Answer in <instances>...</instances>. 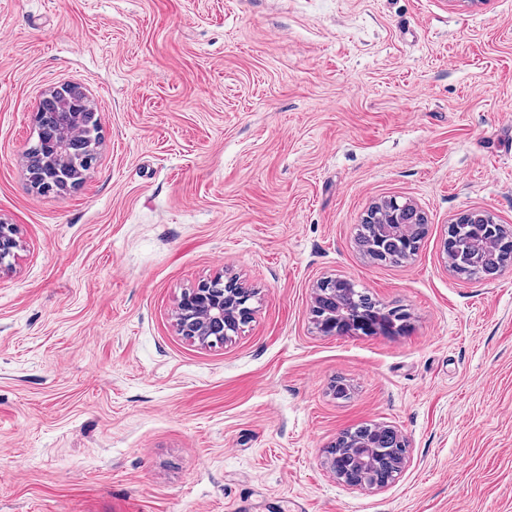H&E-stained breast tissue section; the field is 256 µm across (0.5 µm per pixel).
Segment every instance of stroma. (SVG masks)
<instances>
[{
    "mask_svg": "<svg viewBox=\"0 0 512 512\" xmlns=\"http://www.w3.org/2000/svg\"><path fill=\"white\" fill-rule=\"evenodd\" d=\"M62 85L99 146L41 192ZM390 198L427 219L400 264L354 243ZM474 210L512 226V0H0V512H512V264L444 251ZM230 275L247 323L179 333ZM337 276L403 329L318 333ZM363 424L407 442L379 489L325 466Z\"/></svg>",
    "mask_w": 512,
    "mask_h": 512,
    "instance_id": "stroma-1",
    "label": "stroma"
}]
</instances>
